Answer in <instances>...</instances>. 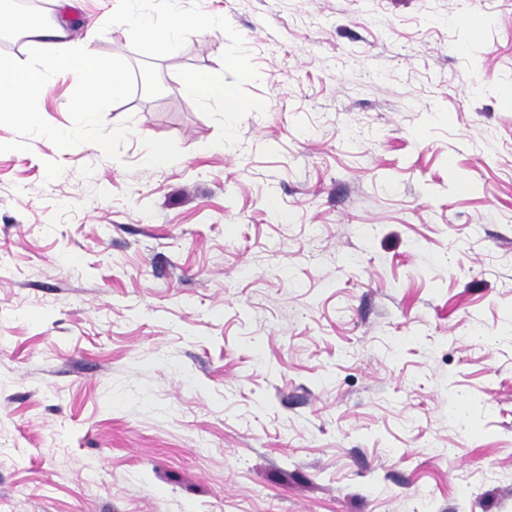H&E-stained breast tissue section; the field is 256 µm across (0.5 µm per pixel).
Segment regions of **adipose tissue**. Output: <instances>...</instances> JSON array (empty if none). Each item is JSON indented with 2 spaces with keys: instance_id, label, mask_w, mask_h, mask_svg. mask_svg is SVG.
Wrapping results in <instances>:
<instances>
[{
  "instance_id": "ef3b65f1",
  "label": "adipose tissue",
  "mask_w": 512,
  "mask_h": 512,
  "mask_svg": "<svg viewBox=\"0 0 512 512\" xmlns=\"http://www.w3.org/2000/svg\"><path fill=\"white\" fill-rule=\"evenodd\" d=\"M137 21L142 34L161 52L173 50L185 30L202 24L198 17L177 13L164 17L141 14ZM0 28L26 37L34 55L40 60L39 65L30 66L0 56V109L11 112L17 121L37 124L38 114L29 109L27 103L45 93L47 74L51 71L81 78L83 89L74 102V109L83 124L98 123L101 104L122 93L125 76L118 64L89 47L67 42L61 25L34 21L0 4ZM182 91L200 100L220 102L229 112H243L248 108L246 102L225 88L223 79L213 75L185 79Z\"/></svg>"
}]
</instances>
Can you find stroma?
I'll return each mask as SVG.
<instances>
[{
    "instance_id": "1",
    "label": "stroma",
    "mask_w": 512,
    "mask_h": 512,
    "mask_svg": "<svg viewBox=\"0 0 512 512\" xmlns=\"http://www.w3.org/2000/svg\"><path fill=\"white\" fill-rule=\"evenodd\" d=\"M49 13L126 88L0 112V512H512V0ZM137 21L142 34L160 52H170L185 30L195 29L203 24L202 19L196 16L177 13L164 17L138 14ZM185 95L200 100H213L221 103L225 111L244 112L249 106L236 94L224 87V80L209 74L187 78L182 83Z\"/></svg>"
}]
</instances>
